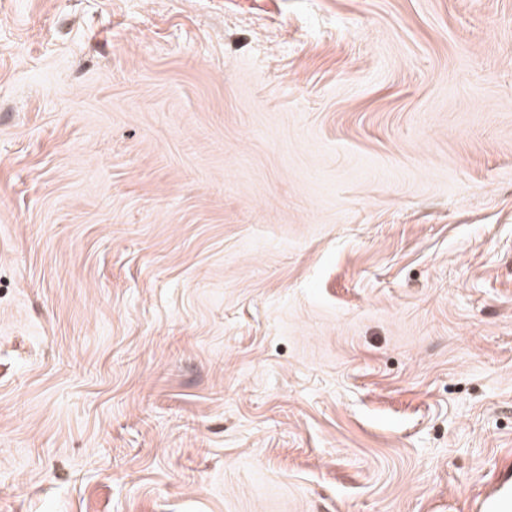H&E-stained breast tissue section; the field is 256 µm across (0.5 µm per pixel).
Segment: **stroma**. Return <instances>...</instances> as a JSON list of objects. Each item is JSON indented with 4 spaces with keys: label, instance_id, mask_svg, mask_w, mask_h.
Returning <instances> with one entry per match:
<instances>
[{
    "label": "stroma",
    "instance_id": "35a3bbf8",
    "mask_svg": "<svg viewBox=\"0 0 512 512\" xmlns=\"http://www.w3.org/2000/svg\"><path fill=\"white\" fill-rule=\"evenodd\" d=\"M507 483L512 0H0V512Z\"/></svg>",
    "mask_w": 512,
    "mask_h": 512
}]
</instances>
